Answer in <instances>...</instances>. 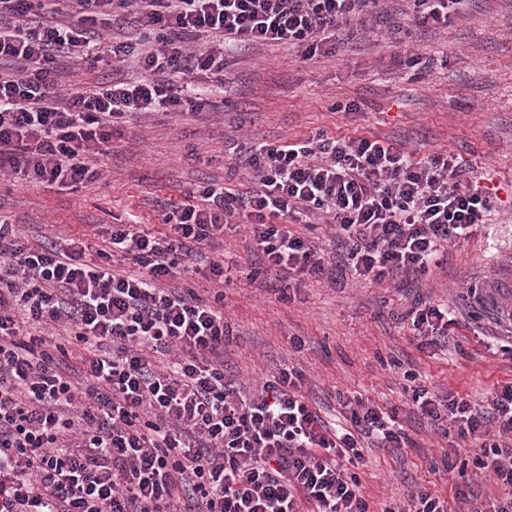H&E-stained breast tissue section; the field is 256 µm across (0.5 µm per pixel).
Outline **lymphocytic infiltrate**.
Listing matches in <instances>:
<instances>
[{
  "mask_svg": "<svg viewBox=\"0 0 512 512\" xmlns=\"http://www.w3.org/2000/svg\"><path fill=\"white\" fill-rule=\"evenodd\" d=\"M384 19L381 0H0V174L95 182L118 126L221 109L195 80L221 82L227 46L285 44L310 59L364 35L396 40L399 27ZM129 29L134 38L104 39ZM77 61L129 63L141 75L71 92L61 66ZM240 172L251 188L204 181L181 206H162L176 238L123 224L96 261L79 240L23 246L0 219V512H369L350 467L369 435L407 443L396 411L359 400L350 428H328L293 367L243 394L224 375L223 296L161 282L193 271L199 245L233 224L251 231L252 281L424 275L449 242L486 224L490 192L464 179L456 155L418 159L323 131L235 151L228 173ZM313 218L334 226L335 260L292 232ZM118 261L139 277L115 270ZM408 316L423 346L447 340L446 307L420 300ZM33 324L62 328L82 349L79 375L63 368L67 345L31 334ZM172 353V367L157 369L155 356ZM412 400L463 439L491 422L512 433V384L488 415L420 388Z\"/></svg>",
  "mask_w": 512,
  "mask_h": 512,
  "instance_id": "1",
  "label": "lymphocytic infiltrate"
}]
</instances>
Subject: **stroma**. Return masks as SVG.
<instances>
[{
    "label": "stroma",
    "mask_w": 512,
    "mask_h": 512,
    "mask_svg": "<svg viewBox=\"0 0 512 512\" xmlns=\"http://www.w3.org/2000/svg\"><path fill=\"white\" fill-rule=\"evenodd\" d=\"M393 45L357 38L333 56L303 58L284 45L227 48L224 109L197 116L156 113L113 135L99 158L100 180L62 187L0 179V218L25 243L83 239L89 252L110 247L113 225L138 216L142 229L172 235L159 200L183 201L205 180H223L227 142L281 143L316 130L402 144L416 158L451 152L497 192L490 222L449 243L428 275L400 274L382 283L308 277L288 299L270 282L247 281L258 263L249 231L225 230L218 247L200 246L197 269L171 280L202 298L224 294L233 334L224 343V373L250 391L283 368L305 375L302 394L320 416L344 427L342 398L397 408L411 446L387 448L366 437L357 472L370 512L407 502L417 489L447 498L448 512H489L507 489L474 466V447L421 419L409 383L430 396L467 400L489 411L496 390L512 382V0H468L443 28H414ZM447 59V67L413 77L409 54ZM353 102L359 109L343 111ZM234 261L229 284L211 280L209 263ZM447 306L455 318L444 346L420 349L405 314L416 298ZM464 460L446 472L442 455ZM472 498L458 501L455 487Z\"/></svg>",
    "instance_id": "35a3bbf8"
}]
</instances>
